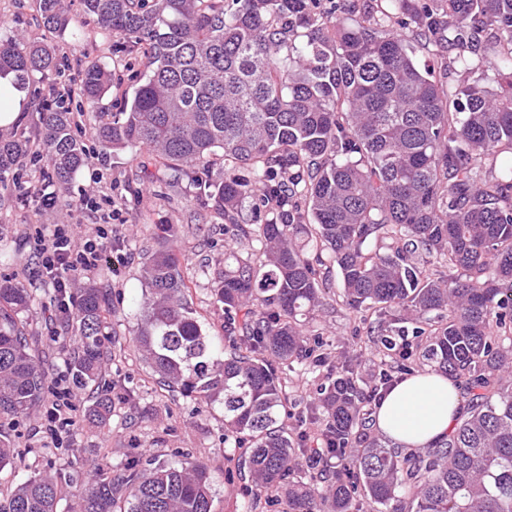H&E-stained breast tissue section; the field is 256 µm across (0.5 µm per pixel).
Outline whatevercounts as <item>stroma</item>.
<instances>
[{"label":"stroma","mask_w":512,"mask_h":512,"mask_svg":"<svg viewBox=\"0 0 512 512\" xmlns=\"http://www.w3.org/2000/svg\"><path fill=\"white\" fill-rule=\"evenodd\" d=\"M67 5L71 18L68 32L55 39L60 69L46 76L34 74L26 81L30 102L16 122V130L33 132L41 103L49 99L56 84L76 82L85 61H98L111 76L112 90L98 103L102 112L120 108L125 94L134 88L132 75L143 68L140 57L117 52L120 36L100 29L84 14L80 0H67ZM98 168L126 204L123 221L113 225L112 236L119 239L129 262L120 280L107 274L94 279L96 285L109 291L105 331L111 356L104 380L114 384L120 398L112 408L109 424L101 426L88 416L89 391L72 388L76 423L54 437L42 431V410L16 420L0 417V434L8 436L15 446L11 462L0 468V500L17 485L48 471L61 487L58 512H71L75 495L91 470L118 476L137 460L143 464L203 465L211 476L216 512H246L242 482L224 480L225 471L235 466L237 453L233 440L224 437L222 409L168 392L141 362L135 342V301L143 288L141 267L158 245L161 225H171L175 231L173 241L183 257L187 299L206 331L214 336L224 333V311L214 295L224 270V252L240 250L241 245L225 242L224 218L215 213L201 184L204 172L177 176L154 163L148 152L134 156L126 150H111L101 158H90L75 176L69 187L70 201H78L81 191L92 186V173ZM92 222L89 213L66 207L38 215L34 204L17 198L15 188L0 189V281L17 280L28 288L29 307L19 314L18 321L26 330L33 353L39 355L52 378L68 372L73 338L67 326L49 322L53 288L37 273L36 229L47 224L88 226ZM323 288L322 306L303 320L306 333L322 341L319 355L294 363L285 375L292 404L288 425L296 432L311 428L305 405L341 356L351 355L362 381L371 378L365 359L374 350L370 335L378 328L376 315L347 309L340 298L337 272L325 275Z\"/></svg>","instance_id":"obj_1"}]
</instances>
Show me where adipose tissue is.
<instances>
[{"mask_svg": "<svg viewBox=\"0 0 512 512\" xmlns=\"http://www.w3.org/2000/svg\"><path fill=\"white\" fill-rule=\"evenodd\" d=\"M459 413L457 384L437 372L417 373L399 381L377 406V430L393 442L424 448L445 437Z\"/></svg>", "mask_w": 512, "mask_h": 512, "instance_id": "ef3b65f1", "label": "adipose tissue"}]
</instances>
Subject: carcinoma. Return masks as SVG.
<instances>
[{
    "mask_svg": "<svg viewBox=\"0 0 512 512\" xmlns=\"http://www.w3.org/2000/svg\"><path fill=\"white\" fill-rule=\"evenodd\" d=\"M118 47L145 70L120 112L97 104L112 84L85 63L79 111L102 151L145 150L175 172L205 171L214 157L246 171L206 183L224 232L255 236L259 256L224 259L215 289L237 335L211 336L185 293L172 244L142 267L137 343L163 385L224 411L241 478L283 494L288 512H512V0H369L341 18L338 0H81ZM40 24L62 34V0H36ZM434 48L439 73L418 64L415 45ZM57 69L48 40L0 32V72L18 83ZM70 110L44 107L34 137L0 133V183L17 161L42 166L66 205L89 151ZM336 264L341 296L362 308L421 318L417 353L380 340L378 382L427 364L462 382L460 419L424 456L363 438L372 388L354 368L336 369L309 410L338 465L294 480L306 440L287 425L283 367L310 358L299 317L319 303L315 265ZM456 275L433 279L425 264ZM29 294L0 282V415L35 409L46 372L16 316ZM106 289H77L71 316L74 381L100 387L108 352ZM436 313L430 324L425 316ZM112 400L99 394L89 417L104 426ZM48 476L17 486L0 512H57ZM213 512L207 469L158 465L76 494L74 512Z\"/></svg>",
    "mask_w": 512,
    "mask_h": 512,
    "instance_id": "cac0c4a2",
    "label": "carcinoma"
}]
</instances>
